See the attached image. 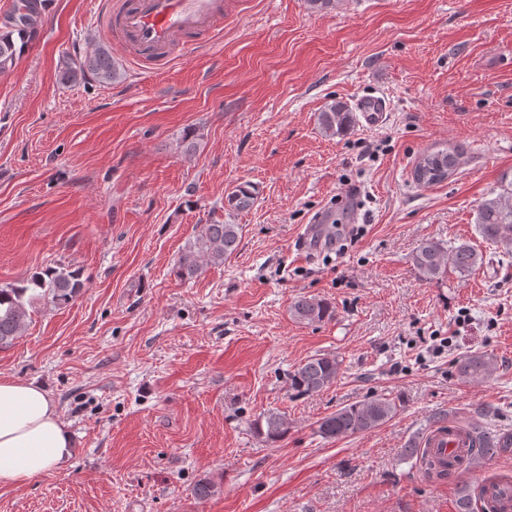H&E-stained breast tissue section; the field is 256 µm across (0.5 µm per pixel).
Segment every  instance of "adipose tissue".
Segmentation results:
<instances>
[{"label":"adipose tissue","instance_id":"adipose-tissue-1","mask_svg":"<svg viewBox=\"0 0 512 512\" xmlns=\"http://www.w3.org/2000/svg\"><path fill=\"white\" fill-rule=\"evenodd\" d=\"M72 451L71 434L45 388L0 378V486L48 473Z\"/></svg>","mask_w":512,"mask_h":512}]
</instances>
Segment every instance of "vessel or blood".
Wrapping results in <instances>:
<instances>
[{"label":"vessel or blood","mask_w":512,"mask_h":512,"mask_svg":"<svg viewBox=\"0 0 512 512\" xmlns=\"http://www.w3.org/2000/svg\"><path fill=\"white\" fill-rule=\"evenodd\" d=\"M223 15V0H115L104 5L101 23L122 34L133 47L135 59L151 68L170 61L175 48L209 44ZM355 109L370 126L386 117L385 103L376 96L357 99ZM451 440L447 425L442 424L428 435L423 447L444 461Z\"/></svg>","instance_id":"1"}]
</instances>
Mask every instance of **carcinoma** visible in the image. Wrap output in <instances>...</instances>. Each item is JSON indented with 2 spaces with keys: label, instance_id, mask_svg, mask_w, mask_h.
<instances>
[{
  "label": "carcinoma",
  "instance_id": "cac0c4a2",
  "mask_svg": "<svg viewBox=\"0 0 512 512\" xmlns=\"http://www.w3.org/2000/svg\"><path fill=\"white\" fill-rule=\"evenodd\" d=\"M41 25L40 0H19L0 30V72L15 63L20 49L13 34L31 35ZM93 77L108 84L117 77V69L110 53L102 48L84 58L68 62L59 73L62 84L76 86ZM323 132L329 136L345 135L353 121V113L341 101H333L318 115ZM458 154L448 148L424 154L413 169V179L419 185L439 183L440 173L456 170ZM257 198L255 185H238L225 199V207L232 212L246 210ZM476 224L480 235L487 241L512 247V193L506 191L484 198L477 207ZM241 228L238 224H205L182 250L173 267L181 281L199 277L207 264H221L234 254L240 244ZM418 276L427 281H439L452 270L466 276L483 264V255L472 246L462 243L451 248L433 240L422 242L412 257ZM83 281L78 270L48 269L34 274L25 285L0 286V349L11 347L21 336L30 319L29 307L44 300L56 307L68 306L81 292ZM291 312L296 320L316 323L336 316L335 307L324 300L300 296L292 302ZM341 362L335 356L314 355L300 363L288 374L290 390L299 396L311 395L336 382ZM459 374L473 378L490 375L494 369L493 357L476 351L459 361ZM399 404L386 397H375L345 405L318 421L317 433L324 439L335 440L371 431L392 419ZM254 432L275 442L288 433L285 415L272 412L253 424ZM465 447L448 454V461L439 468L427 463V470L441 478H450L459 470L480 458L490 460L512 453V433L493 434L478 426L464 431ZM474 497L468 485L458 487L457 512H474Z\"/></svg>",
  "mask_w": 512,
  "mask_h": 512
}]
</instances>
